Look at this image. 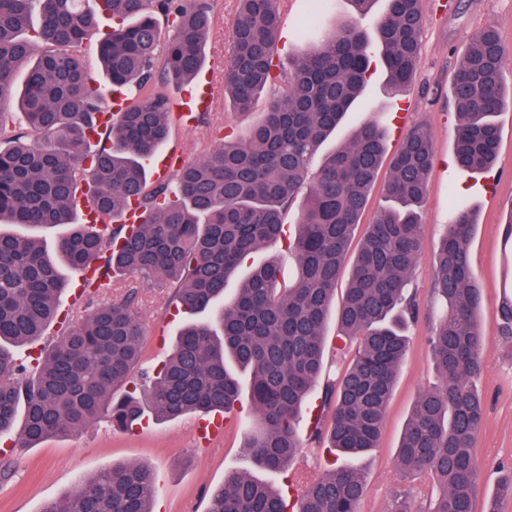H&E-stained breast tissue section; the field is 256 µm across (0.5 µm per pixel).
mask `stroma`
<instances>
[{
	"mask_svg": "<svg viewBox=\"0 0 512 512\" xmlns=\"http://www.w3.org/2000/svg\"><path fill=\"white\" fill-rule=\"evenodd\" d=\"M210 27L207 60L198 81L174 87L172 98L198 95L211 86L214 100L207 110L195 113L191 126L172 119L169 147L180 148L185 160L202 157L224 137L240 138L260 120L274 88L258 96L247 113L233 111L224 94V60L237 18L238 0H206ZM424 25L422 52L410 89L401 97L386 93V73L376 69L364 96V104L346 116L333 144L348 141L366 122L379 121L387 130V148L395 150L413 125H425L435 151L426 200L421 214L423 239L409 290L419 304L420 316L408 329L410 345L400 368L377 448L351 458V465L367 478L360 512H386L395 494L403 489L423 493V480L403 479L394 466L401 434L417 395L437 382L427 336L435 321L433 274L438 241L452 217V198H466L475 213L470 245L472 270L485 297L480 315L489 338L490 356L479 387L487 409L478 440L481 482L476 492V512H485L497 479L496 466L512 463V343L498 335L495 308L503 295L507 259L504 227L512 219V104L504 105L494 122L499 129L496 161L489 172H463L454 159L457 108L450 86L471 38L482 29L494 28L502 43L512 48V0H421ZM135 313L143 324V361L152 367L173 347L182 317L168 304V290L156 282L141 286ZM249 399L223 417V437L218 449L198 446L190 426L193 415L175 420L146 419L130 431L113 429L108 417L86 428L55 436L31 448L16 445L17 433L0 437L8 455L0 464L10 467L0 476V512H41L43 505L61 499L78 481L90 478L117 463H141L159 475L160 512H207L210 495L233 473H255L258 479L279 487L301 489L305 480L320 474L331 462L316 444L304 442L288 472L255 470L243 445L250 425Z\"/></svg>",
	"mask_w": 512,
	"mask_h": 512,
	"instance_id": "stroma-1",
	"label": "stroma"
}]
</instances>
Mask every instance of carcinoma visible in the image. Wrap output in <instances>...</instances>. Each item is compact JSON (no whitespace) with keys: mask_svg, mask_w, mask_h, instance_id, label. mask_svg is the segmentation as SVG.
Masks as SVG:
<instances>
[{"mask_svg":"<svg viewBox=\"0 0 512 512\" xmlns=\"http://www.w3.org/2000/svg\"><path fill=\"white\" fill-rule=\"evenodd\" d=\"M0 0V134L15 105L29 129L0 143V222L30 232L0 230V435L21 423L28 446L73 433L109 415L130 430L146 413L176 419L189 413L231 412L240 385L230 368L250 373V402L259 426L245 448L255 468L288 471L302 436L336 455L377 446L399 369L408 325L418 305L408 291L419 256L421 208L434 147L417 125L386 156L384 128L361 126L353 138L314 165L323 144L361 99L372 64L387 73V93L402 95L421 53V0H385L374 33L358 20L377 0H347L352 18L328 21L327 7L299 27L301 47L279 62L280 0H239L224 92L237 112L250 111L268 86L275 96L246 137L224 140L198 160L148 184L145 161L168 136L170 99L152 92L156 81L189 84L203 68L207 38L202 0ZM112 20L106 31L100 18ZM166 21L161 27L157 17ZM98 36L108 84L126 92L127 107L112 118L110 144L91 148L100 127L103 89L89 81L81 47ZM508 50L487 28L469 44L457 69L452 98L458 111L455 156L464 170L489 168L496 156L493 116L502 106ZM27 70L22 88L15 73ZM387 205L360 241L338 308L355 229L383 163ZM142 211L137 227L118 224L108 234L77 223L90 203L103 224L118 220L130 201ZM299 204L288 249L297 276L286 283L275 261L252 270L229 302L227 281L260 249L281 239L285 215ZM474 215L453 199V221L441 239L434 270L440 313L429 336L438 383L416 397L394 465L404 478L427 476L437 491L411 505L395 495L387 512H475L480 478L476 444L487 401L477 389L488 353L479 315L482 289L469 253ZM66 225L50 254L33 234ZM73 275L100 257L105 268L134 279L169 284L168 305L187 322L171 354L153 372L145 397L122 386L142 359L144 333L130 306L99 305L71 314L74 325L37 357L19 360L13 348L31 344L59 319L64 278L55 256ZM336 311L337 334L325 329ZM499 334L512 342V283L496 309ZM320 390L318 415L305 422L303 405ZM496 486L494 506L512 500V463ZM364 473L331 463L289 497L247 474H234L215 491L207 512H359ZM158 483L139 463L115 464L81 481L42 512H153Z\"/></svg>","mask_w":512,"mask_h":512,"instance_id":"1","label":"carcinoma"}]
</instances>
